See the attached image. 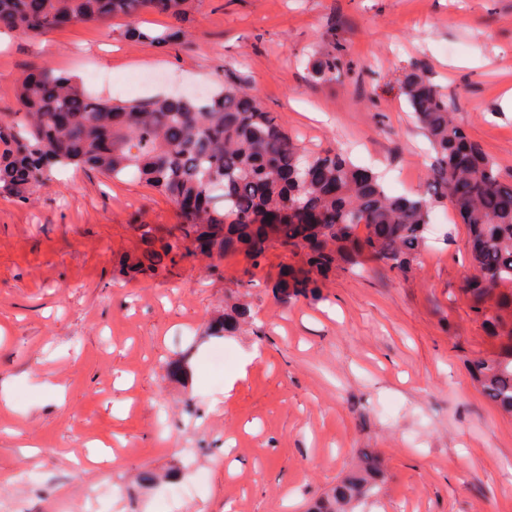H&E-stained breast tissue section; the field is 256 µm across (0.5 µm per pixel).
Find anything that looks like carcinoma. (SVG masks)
<instances>
[{
  "label": "carcinoma",
  "mask_w": 512,
  "mask_h": 512,
  "mask_svg": "<svg viewBox=\"0 0 512 512\" xmlns=\"http://www.w3.org/2000/svg\"><path fill=\"white\" fill-rule=\"evenodd\" d=\"M202 0H0V32L22 37L87 24H109L151 12L172 25L134 23L125 36L165 48L187 36L183 23ZM340 73L336 44L315 54L311 74ZM401 88L434 157L426 188L393 195L372 169L339 151L310 153L264 109L244 84L207 99L163 95L117 102L88 92L73 75L42 67L16 85V107L0 112V196L30 200L59 168L113 180L134 171L178 210L177 230L139 224V255L118 259L125 277L154 273L187 242L219 256L245 253L258 263L277 244L294 264L274 286L281 300H315L337 269L372 261L406 274L428 250L426 234L438 203H448L468 229L471 263L458 291L496 350L470 361L481 394L512 416V180L455 123L448 96L413 64ZM247 305L224 303L208 326L233 336L250 323ZM386 482L371 453L308 505L306 512H364Z\"/></svg>",
  "instance_id": "cac0c4a2"
}]
</instances>
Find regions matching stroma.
<instances>
[{
  "instance_id": "35a3bbf8",
  "label": "stroma",
  "mask_w": 512,
  "mask_h": 512,
  "mask_svg": "<svg viewBox=\"0 0 512 512\" xmlns=\"http://www.w3.org/2000/svg\"><path fill=\"white\" fill-rule=\"evenodd\" d=\"M184 28L165 49L125 38L122 19L1 37L0 111L34 66L114 100L244 82L307 148L347 153L400 195L430 163L400 85L420 63L512 179V0H204ZM332 39L344 72L316 81ZM435 212L448 221L407 276L367 261L284 303L278 247L255 267L191 247L118 275L142 249L136 225L179 222L135 173L68 167L28 203L0 198V512H304L366 450L389 474L371 512H512V417L467 367L494 343L457 291L466 227L449 204ZM230 295L252 326L206 336ZM173 472L195 498L170 494Z\"/></svg>"
}]
</instances>
